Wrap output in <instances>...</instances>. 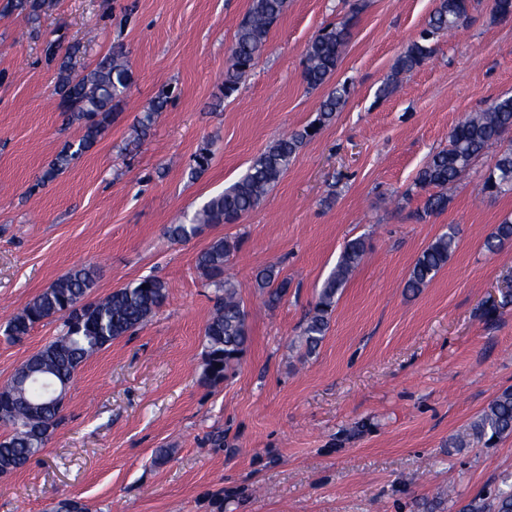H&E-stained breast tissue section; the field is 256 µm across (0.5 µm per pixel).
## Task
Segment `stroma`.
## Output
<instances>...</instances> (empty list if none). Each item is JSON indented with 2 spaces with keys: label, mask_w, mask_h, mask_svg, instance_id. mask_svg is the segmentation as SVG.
Instances as JSON below:
<instances>
[{
  "label": "stroma",
  "mask_w": 512,
  "mask_h": 512,
  "mask_svg": "<svg viewBox=\"0 0 512 512\" xmlns=\"http://www.w3.org/2000/svg\"><path fill=\"white\" fill-rule=\"evenodd\" d=\"M288 0L264 52L232 96L224 62L251 0H47L36 23L0 13V385L60 335L43 322L21 343L7 320L76 265L97 270L93 296L144 276L169 298L150 322L78 370L64 421L42 453L0 475V512H51L76 497L89 512H461L512 483V436L488 445L472 425L512 388V242H484L512 217V191H479L480 156L448 189L443 212L419 218L414 187L448 134L490 100L512 96V20L472 0L470 23L377 99L397 56L436 0ZM353 18L331 77L351 92L283 179L235 224L186 241L189 222L279 136L313 122L323 90L307 88L303 52L326 24ZM81 42L78 67L123 47L134 82L99 142L44 187L35 181L79 139L59 108L47 41ZM172 99L138 147L129 139L160 85ZM212 160L189 179L193 157ZM448 263L419 292L404 284L446 225ZM367 250L336 301L315 354L298 336L344 243ZM238 240L226 274L248 312L251 341L224 382L201 381L214 291L195 258ZM288 280L277 306L255 275ZM222 435L214 445L213 435ZM169 449L164 460L155 451Z\"/></svg>",
  "instance_id": "35a3bbf8"
}]
</instances>
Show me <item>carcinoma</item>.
<instances>
[{
  "instance_id": "cac0c4a2",
  "label": "carcinoma",
  "mask_w": 512,
  "mask_h": 512,
  "mask_svg": "<svg viewBox=\"0 0 512 512\" xmlns=\"http://www.w3.org/2000/svg\"><path fill=\"white\" fill-rule=\"evenodd\" d=\"M44 0H7L3 9L32 19L42 10ZM287 0H252L248 15L239 24L229 50L224 75V94L238 89L243 75L262 55L273 23L283 14ZM471 0H438L426 27L395 60L394 75L410 73L432 56L434 40L443 31H453L468 22ZM351 20L324 27L304 49L303 76L307 86L317 89L328 83L336 72L350 36ZM79 48L72 46L57 58L50 44L46 55L56 62L60 109L78 124L81 137L69 144L49 163L37 181L43 185L64 173L71 163L89 151L112 123L113 112L128 96L133 84L131 65L119 47L99 59L90 69L78 71L74 60ZM346 86L328 91L320 106L318 125L293 131L275 139L249 165L244 175L223 192L200 207L188 224H172L169 237L187 240L210 224H233L252 211L288 170L303 145L317 133L318 126L331 121L345 105ZM168 93L160 92L140 118L135 133L145 137L155 117L168 104ZM512 130V97L490 101L479 112L467 116L448 136V147L430 157L416 177L415 186L435 189L424 202L423 215L444 211L448 206V187L460 182L472 163L493 145L500 147L494 163L483 176L481 192L490 197L512 190V142L504 136ZM453 226L437 236L418 256L405 283L416 293L425 287L448 263L456 247ZM512 241V219L497 225L486 241L494 251ZM237 250V243L224 237L212 240L196 258V269L217 295L213 311L204 327L205 350L202 381L217 384L233 373L247 347L248 313L237 288L224 277L226 266ZM366 252V241L356 237L347 241L335 268L323 282L315 305L300 327V339L308 354L323 341L336 304V295L347 283L351 272ZM96 282V270L87 265L74 266L30 301L8 321L5 333L17 342L29 335L38 323L48 319L62 321L60 336L47 343L16 369L0 388V474L23 468L48 444L63 420V404L50 400L55 382H70L79 367L92 356L146 325L168 298L166 283L155 275L145 276L110 294L90 299ZM257 287L268 290L269 302L285 293L287 280L280 269L269 265L256 275ZM479 436L489 439L512 435V388L503 390L473 423ZM462 512H512V488L499 491L490 501L474 498Z\"/></svg>"
}]
</instances>
